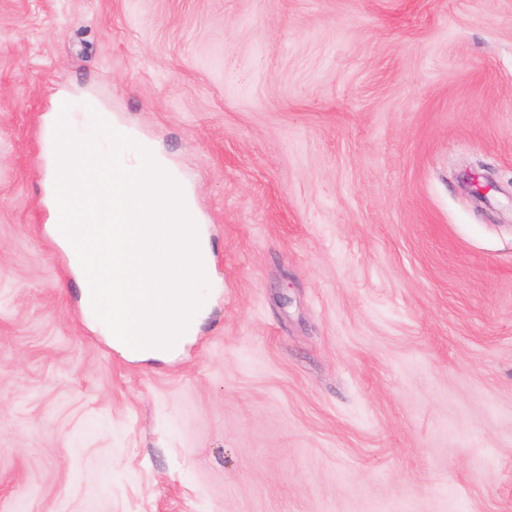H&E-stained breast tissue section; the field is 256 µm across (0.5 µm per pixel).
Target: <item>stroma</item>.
<instances>
[{
  "mask_svg": "<svg viewBox=\"0 0 512 512\" xmlns=\"http://www.w3.org/2000/svg\"><path fill=\"white\" fill-rule=\"evenodd\" d=\"M63 92L193 191L173 361L48 231ZM0 512H512V0H0Z\"/></svg>",
  "mask_w": 512,
  "mask_h": 512,
  "instance_id": "obj_1",
  "label": "stroma"
}]
</instances>
